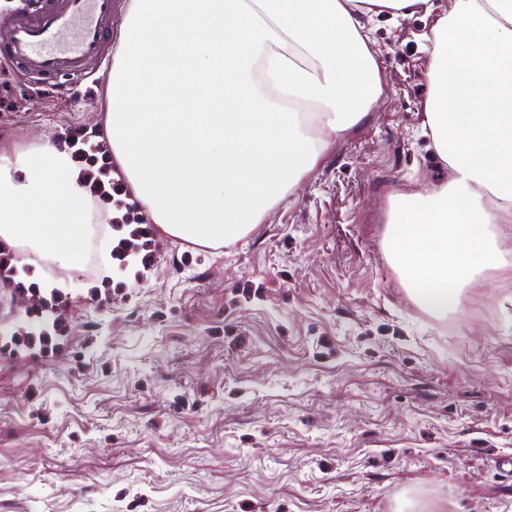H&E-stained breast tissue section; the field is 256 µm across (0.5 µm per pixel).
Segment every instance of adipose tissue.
<instances>
[{"mask_svg": "<svg viewBox=\"0 0 512 512\" xmlns=\"http://www.w3.org/2000/svg\"><path fill=\"white\" fill-rule=\"evenodd\" d=\"M432 17L425 122L448 182L395 194L386 246L431 313L478 270L512 271V0H129L112 43L106 136L152 223L232 245L383 92L365 18ZM23 178H15L14 170ZM92 199L68 150L0 151V235L76 263Z\"/></svg>", "mask_w": 512, "mask_h": 512, "instance_id": "ef3b65f1", "label": "adipose tissue"}]
</instances>
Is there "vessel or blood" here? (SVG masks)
<instances>
[{
    "mask_svg": "<svg viewBox=\"0 0 512 512\" xmlns=\"http://www.w3.org/2000/svg\"><path fill=\"white\" fill-rule=\"evenodd\" d=\"M114 0H43L0 27V56L32 77L80 79L88 63L111 68Z\"/></svg>",
    "mask_w": 512,
    "mask_h": 512,
    "instance_id": "obj_1",
    "label": "vessel or blood"
}]
</instances>
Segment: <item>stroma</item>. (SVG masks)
I'll list each match as a JSON object with an SVG mask.
<instances>
[{
    "instance_id": "obj_1",
    "label": "stroma",
    "mask_w": 512,
    "mask_h": 512,
    "mask_svg": "<svg viewBox=\"0 0 512 512\" xmlns=\"http://www.w3.org/2000/svg\"><path fill=\"white\" fill-rule=\"evenodd\" d=\"M421 15L379 22L385 91L249 235L202 247L152 227L149 261L60 280L55 336L0 282V512H512V277L478 274L439 318L385 246L391 196L448 167L421 135ZM109 72L55 88L0 63V146L95 139ZM178 253L171 273L169 253ZM111 267V279L100 270Z\"/></svg>"
}]
</instances>
